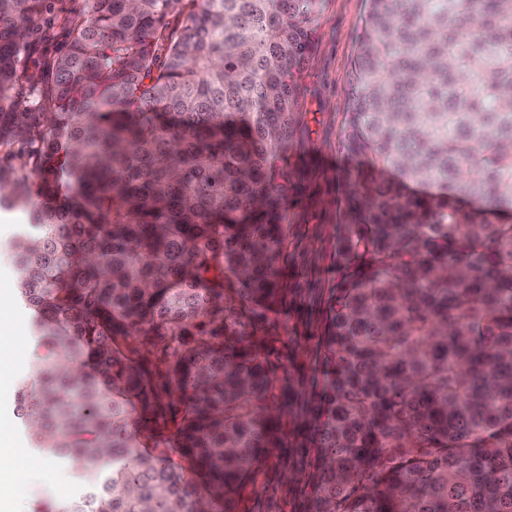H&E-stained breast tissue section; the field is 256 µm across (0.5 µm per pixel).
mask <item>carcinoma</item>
I'll return each instance as SVG.
<instances>
[{
  "instance_id": "obj_1",
  "label": "carcinoma",
  "mask_w": 512,
  "mask_h": 512,
  "mask_svg": "<svg viewBox=\"0 0 512 512\" xmlns=\"http://www.w3.org/2000/svg\"><path fill=\"white\" fill-rule=\"evenodd\" d=\"M41 2L0 0V210L34 219L11 254L46 349L16 414L89 493L31 512H238L281 441L239 326L279 293L322 0H85L46 87ZM368 3L313 512H512V0Z\"/></svg>"
}]
</instances>
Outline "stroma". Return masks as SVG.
<instances>
[{
	"label": "stroma",
	"mask_w": 512,
	"mask_h": 512,
	"mask_svg": "<svg viewBox=\"0 0 512 512\" xmlns=\"http://www.w3.org/2000/svg\"><path fill=\"white\" fill-rule=\"evenodd\" d=\"M82 0H49L41 15L48 40L35 43L28 73L39 82L68 43L61 16L77 15ZM366 0H323L318 39L306 62L307 88L300 123L289 152L297 188L288 197L279 274L284 293L271 308L246 312L243 331L278 364L277 402L282 445L247 482L240 512H308L306 484L317 444L314 408L320 391V345L330 291L336 282V237L349 191L347 175L360 163L342 142L348 89ZM0 327L18 332L11 351L0 348V476H14L11 492L29 512L34 501L65 498L84 487L80 469L32 448L14 415L17 392L31 381L41 351L28 310L15 303L0 312Z\"/></svg>",
	"instance_id": "stroma-1"
}]
</instances>
